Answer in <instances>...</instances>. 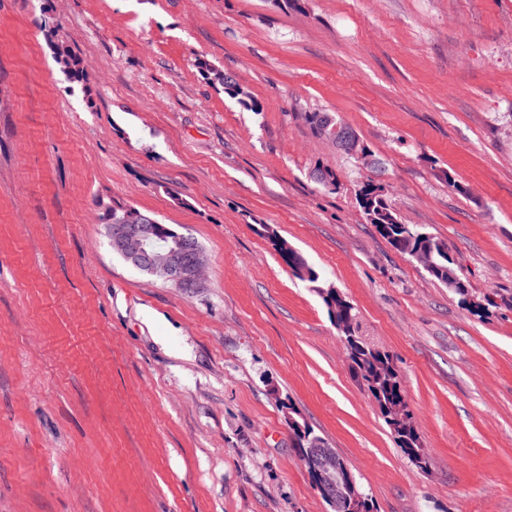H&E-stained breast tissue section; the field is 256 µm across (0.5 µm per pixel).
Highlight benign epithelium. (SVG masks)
I'll return each mask as SVG.
<instances>
[{
	"label": "benign epithelium",
	"instance_id": "benign-epithelium-1",
	"mask_svg": "<svg viewBox=\"0 0 512 512\" xmlns=\"http://www.w3.org/2000/svg\"><path fill=\"white\" fill-rule=\"evenodd\" d=\"M341 151H349L357 163L367 166L371 157L359 148V142L348 136L336 142ZM111 243L132 267L155 275L185 290H193L202 283V252L185 236L176 237L171 246L157 245L166 227L154 219L128 210L118 222L107 219ZM308 464L315 486L327 499L332 512H368V500L359 491L349 467L336 459V451L327 443L308 451Z\"/></svg>",
	"mask_w": 512,
	"mask_h": 512
}]
</instances>
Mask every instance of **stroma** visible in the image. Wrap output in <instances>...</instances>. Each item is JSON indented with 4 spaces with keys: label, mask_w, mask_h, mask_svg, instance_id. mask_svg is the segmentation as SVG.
I'll use <instances>...</instances> for the list:
<instances>
[{
    "label": "stroma",
    "mask_w": 512,
    "mask_h": 512,
    "mask_svg": "<svg viewBox=\"0 0 512 512\" xmlns=\"http://www.w3.org/2000/svg\"><path fill=\"white\" fill-rule=\"evenodd\" d=\"M369 181L467 295L367 222ZM115 204L192 235L202 287L129 266ZM321 286L392 356L427 467ZM288 404L372 512H512V0H0V512H331ZM274 249L282 259V261L289 267L300 272L302 268H306L310 274L308 280L312 283H318V274L308 266L304 258L291 246L288 245L286 240L280 238H273L272 240ZM290 254L295 258L296 262L293 263L289 260Z\"/></svg>",
    "instance_id": "stroma-1"
}]
</instances>
